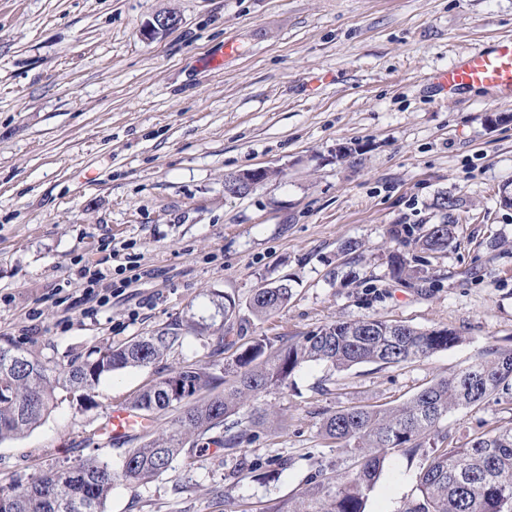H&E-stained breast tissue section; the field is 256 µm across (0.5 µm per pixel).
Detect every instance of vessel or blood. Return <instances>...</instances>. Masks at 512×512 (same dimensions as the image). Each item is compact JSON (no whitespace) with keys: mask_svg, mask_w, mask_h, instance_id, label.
I'll use <instances>...</instances> for the list:
<instances>
[{"mask_svg":"<svg viewBox=\"0 0 512 512\" xmlns=\"http://www.w3.org/2000/svg\"><path fill=\"white\" fill-rule=\"evenodd\" d=\"M434 85L452 92L475 87L492 91L497 101L512 102V38L494 40L488 47L469 52L447 70L433 75ZM141 415L126 407H113L105 425L112 438L120 439L134 428L146 426Z\"/></svg>","mask_w":512,"mask_h":512,"instance_id":"b4317fda","label":"vessel or blood"}]
</instances>
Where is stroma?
I'll return each instance as SVG.
<instances>
[{
  "instance_id": "obj_1",
  "label": "stroma",
  "mask_w": 512,
  "mask_h": 512,
  "mask_svg": "<svg viewBox=\"0 0 512 512\" xmlns=\"http://www.w3.org/2000/svg\"><path fill=\"white\" fill-rule=\"evenodd\" d=\"M169 11L181 24L145 38ZM507 36L512 0H0V344L64 367L189 316L231 340L372 318L462 338L398 366L304 365L259 394L272 422L234 453L198 445L192 467L117 485L105 512H274L353 468L322 437L326 415L397 405L489 343L512 346V208L498 203L512 103L431 82ZM229 42L237 55L211 69ZM259 166L278 177L225 195L226 173ZM443 194L458 201L453 242L417 254L421 278L394 280L389 228L439 223ZM106 243L147 275L85 316L76 259H101ZM283 278L288 306L251 318L252 292ZM216 293L239 302L238 318L217 316ZM232 357L210 332L190 334L159 363L101 378L96 407L58 391L38 427L0 441V486L80 456L120 465L125 444L92 438L112 405L173 367ZM511 419L512 388L440 428L462 445ZM424 462L390 455L366 512H404Z\"/></svg>"
}]
</instances>
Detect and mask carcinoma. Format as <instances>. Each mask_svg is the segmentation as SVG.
I'll list each match as a JSON object with an SVG mask.
<instances>
[{"mask_svg":"<svg viewBox=\"0 0 512 512\" xmlns=\"http://www.w3.org/2000/svg\"><path fill=\"white\" fill-rule=\"evenodd\" d=\"M434 206L445 214L440 223L417 237L397 224L389 230L390 237L404 247L446 251L454 239V225L448 223L446 214L455 209L457 200L442 194ZM389 266L397 280L415 273L400 252L389 255ZM292 296L288 283L258 288L247 301V309L255 319L265 320L282 311ZM212 303L225 322L239 313L236 301L224 295H215ZM210 328L194 320H177L148 336L95 349L80 364L62 371L15 346L0 345V441L40 424L54 406L57 385H63L78 406L93 407L102 377L156 364L184 334ZM461 341L451 329L422 331L383 319L338 320L298 341L278 345L262 337L237 347L221 335L220 348H236L232 362L223 370L194 365L174 368L132 399L130 408L138 413L172 411L174 416L156 436L145 432L125 438L138 445L127 449L120 471H112L109 463L93 457L50 466L26 482L18 480L1 488L0 501L7 508L0 512H105L117 482L138 485L166 473L183 457L189 441L224 426L231 415L238 416L241 429L225 430L221 445L226 452L234 451L250 427L269 420L267 411L251 403V398L286 386L289 376L306 363H321L339 372L364 363L399 365ZM511 385L512 347L491 344L469 367L438 379L399 406L359 405L331 413L323 419L320 433L358 455L355 468L334 480L314 482L277 512H365L388 455L414 456L429 440L432 448L417 476L420 495L404 512H512V421L462 446L448 442L438 429L449 412L477 407ZM202 393L209 397L190 401Z\"/></svg>","mask_w":512,"mask_h":512,"instance_id":"obj_1","label":"carcinoma"}]
</instances>
